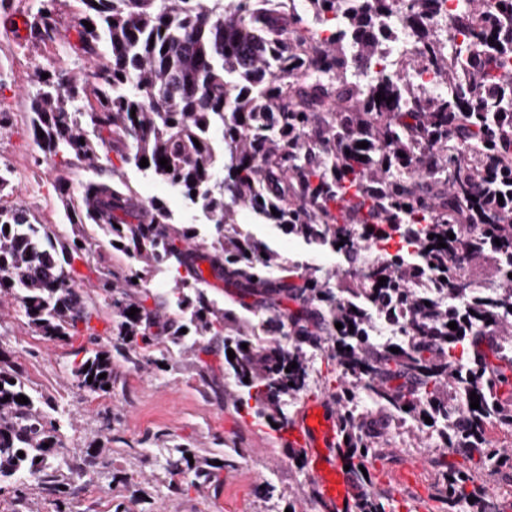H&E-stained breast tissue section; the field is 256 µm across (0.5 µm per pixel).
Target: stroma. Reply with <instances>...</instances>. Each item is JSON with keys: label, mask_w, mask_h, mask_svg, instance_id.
I'll return each instance as SVG.
<instances>
[{"label": "stroma", "mask_w": 512, "mask_h": 512, "mask_svg": "<svg viewBox=\"0 0 512 512\" xmlns=\"http://www.w3.org/2000/svg\"><path fill=\"white\" fill-rule=\"evenodd\" d=\"M43 2L12 0L9 10H0V110L12 115L11 125L0 129V167L16 172L11 188L0 192V203L25 205L39 223L63 234L70 227L55 190L58 178L67 177L76 192L96 173L46 159L30 130L31 98L42 72L80 76L91 67L54 45L30 43L17 33L21 12ZM121 173L141 199L162 201L175 223L206 224L200 206L178 188L132 166L122 167ZM235 221L283 258L329 273L344 266L343 253L306 244L250 210H237ZM74 267L85 283L82 294L98 346L111 350L119 319L94 287V264L78 261ZM183 342L180 348L162 344L148 352L124 348L112 357L111 392L92 393L80 388L73 375L89 348L85 333L67 341L37 336L23 310L10 298L0 299V353L21 372L28 392L56 405L63 446L47 459L50 471L65 476L85 458H97L95 467L54 497L35 484L1 479L0 512H321L309 498L306 465L284 452L276 430L239 413L222 337L188 335ZM416 445V440L390 436L368 467L367 488L382 487L385 473L409 468L418 481L393 494L395 504L411 512H455L439 500L442 477L434 464L439 449L422 454ZM176 448L188 449L196 466L215 465V478L172 489L166 460ZM445 458L465 465L477 484L492 488L485 502L489 512H512V457L496 466L477 456Z\"/></svg>", "instance_id": "1"}]
</instances>
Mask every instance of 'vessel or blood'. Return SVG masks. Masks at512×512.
Returning a JSON list of instances; mask_svg holds the SVG:
<instances>
[{
    "label": "vessel or blood",
    "mask_w": 512,
    "mask_h": 512,
    "mask_svg": "<svg viewBox=\"0 0 512 512\" xmlns=\"http://www.w3.org/2000/svg\"><path fill=\"white\" fill-rule=\"evenodd\" d=\"M281 439L303 451L309 479L331 512H354L359 490L337 452L339 429L335 405L324 397L307 398Z\"/></svg>",
    "instance_id": "b4317fda"
}]
</instances>
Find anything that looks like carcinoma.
I'll return each instance as SVG.
<instances>
[{
  "mask_svg": "<svg viewBox=\"0 0 512 512\" xmlns=\"http://www.w3.org/2000/svg\"><path fill=\"white\" fill-rule=\"evenodd\" d=\"M79 2L71 25L77 40L62 47L95 68L84 80L48 73L32 99L30 125L44 154L101 178L81 184L76 198L66 179L56 185L70 235L49 234L20 205L0 206V292L23 308L31 331L68 340L80 323L91 330L73 264L106 245L137 263L122 276L105 268L94 284L120 318L122 343L178 346L180 330L191 327L197 336L224 337V349L235 353L224 361L239 389L236 404L254 419L287 429L286 398L308 392L307 349L324 354L335 373L324 391L348 439L340 454L355 481L365 480L362 469L382 454L395 426L493 465L507 456L487 429L512 427V393H500L512 378V0H462L441 34L433 29L441 0H307L302 13L284 10L286 0ZM311 19L330 25V35L303 34ZM26 25L33 40L54 41L52 11L38 8ZM397 32L413 53L397 72L372 70ZM353 50L365 61L358 70ZM420 69L440 91L416 79ZM378 94L385 99L376 101ZM216 129L221 180L213 178ZM162 157L172 170L159 164ZM143 158L144 171L202 202L211 238L174 223L164 203L140 199L113 163L138 168ZM239 207L349 258L367 242L380 251L356 276L308 267L299 287L288 268L269 278L281 259L239 229ZM466 224L481 231L464 237ZM410 247L421 263L403 261ZM480 260L497 278L478 293L453 278L452 266ZM202 262L230 288L229 306H216L200 288ZM164 264L177 271V315L163 302L145 304L146 286ZM427 271L447 301L415 288ZM288 300L298 308L284 306ZM237 307L267 313L265 339L250 338ZM395 314L403 335L370 339L374 316ZM74 376L85 390L107 392L112 352L91 351ZM472 392L478 409L470 408ZM20 395L28 403L16 401ZM60 448L48 414L16 368L0 361V477L55 495L62 480L45 461ZM189 470L186 451L176 449L168 473ZM441 493L454 505L489 497L462 465L445 472ZM356 512L395 510L374 490Z\"/></svg>",
  "mask_w": 512,
  "mask_h": 512,
  "instance_id": "1",
  "label": "carcinoma"
}]
</instances>
